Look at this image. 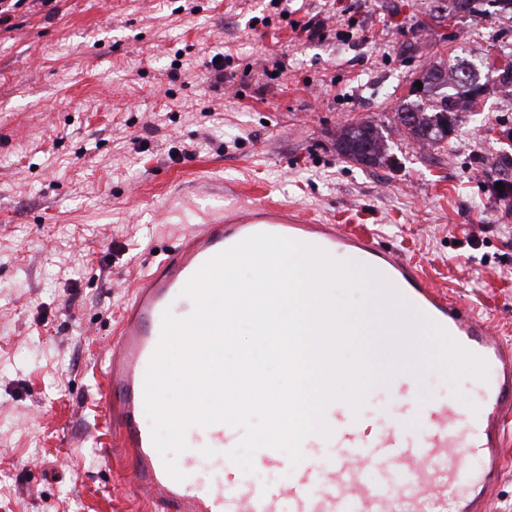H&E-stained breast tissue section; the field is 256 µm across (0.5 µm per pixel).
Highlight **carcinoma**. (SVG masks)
Here are the masks:
<instances>
[{"label":"carcinoma","instance_id":"obj_1","mask_svg":"<svg viewBox=\"0 0 512 512\" xmlns=\"http://www.w3.org/2000/svg\"><path fill=\"white\" fill-rule=\"evenodd\" d=\"M465 78L471 79L473 74L465 73L463 66L448 76L437 66L424 74L429 89L427 101L406 104L396 113L398 122L414 140L433 146L441 143L448 137L452 118L477 106L480 94L465 89ZM336 146L341 155L364 164L376 165L387 156L378 128L369 122L341 128L336 135Z\"/></svg>","mask_w":512,"mask_h":512}]
</instances>
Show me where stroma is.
<instances>
[{
  "label": "stroma",
  "mask_w": 512,
  "mask_h": 512,
  "mask_svg": "<svg viewBox=\"0 0 512 512\" xmlns=\"http://www.w3.org/2000/svg\"><path fill=\"white\" fill-rule=\"evenodd\" d=\"M29 0L0 31V512H153L94 405L133 282L205 221L264 193L372 235L512 343V56L493 0ZM322 20L310 41L293 29ZM230 58L224 81L206 62ZM487 91L441 147L395 114L437 65ZM369 121L385 163L342 157ZM422 400L475 403L428 369ZM488 512H512V413Z\"/></svg>",
  "instance_id": "1"
}]
</instances>
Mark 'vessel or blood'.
Returning <instances> with one entry per match:
<instances>
[{"label":"vessel or blood","mask_w":512,"mask_h":512,"mask_svg":"<svg viewBox=\"0 0 512 512\" xmlns=\"http://www.w3.org/2000/svg\"><path fill=\"white\" fill-rule=\"evenodd\" d=\"M277 234L325 251L332 258L357 256L458 345L482 359L491 377L478 380L477 404L453 400L416 401V376L401 373L399 409L385 421L369 420L342 400L325 409L329 436H308L304 447L333 449L331 457L305 456L299 465L273 448L259 451L261 464L283 471V480L254 484L225 465L227 452L243 435L224 423L191 427L182 468L173 479L147 425L144 379L161 337L162 314L189 316L194 304L182 290L212 257L256 233ZM121 340L104 357V384L97 404L135 448L136 489L154 498L159 512H477L497 476L498 452L489 436L512 411V348L504 346L484 319L449 302L411 261L386 251L367 234L326 224L277 203L256 198L246 209L185 233L176 253L140 278L126 308ZM422 427L410 431L409 414ZM217 475L199 476L202 458Z\"/></svg>","instance_id":"vessel-or-blood-1"}]
</instances>
